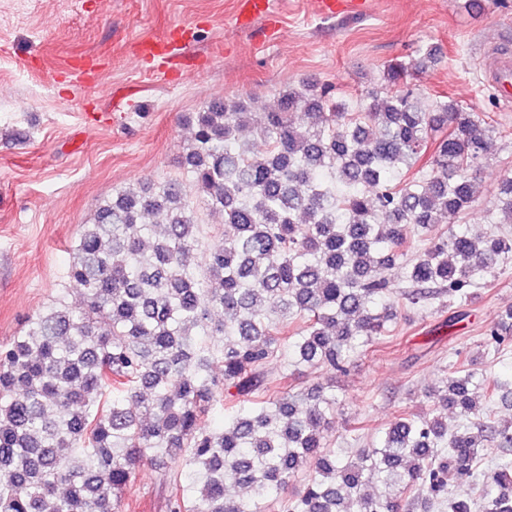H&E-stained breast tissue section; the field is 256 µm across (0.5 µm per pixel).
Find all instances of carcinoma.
I'll list each match as a JSON object with an SVG mask.
<instances>
[{"mask_svg":"<svg viewBox=\"0 0 512 512\" xmlns=\"http://www.w3.org/2000/svg\"><path fill=\"white\" fill-rule=\"evenodd\" d=\"M438 56L429 46L388 64L364 100L313 84L258 114L214 100L184 117L189 186L129 187L99 205L69 268L82 304L55 300L0 346V512H126L145 465L164 471L167 512H472L448 486L474 482L488 439L503 456L476 487L481 512H512V426L472 397L509 398L512 374L448 373L426 390L428 412L396 418L347 459L323 441L336 385L288 390L313 368L346 371L420 304L466 313L512 258V171L488 209L496 228L475 237L459 224L494 126L405 86ZM201 209L223 218L210 236ZM412 238L423 248L408 258ZM511 342L512 308L482 347ZM447 409L462 420L452 432ZM213 413L222 428L201 430ZM373 483L399 496L365 493ZM229 484L252 498L227 497Z\"/></svg>","mask_w":512,"mask_h":512,"instance_id":"obj_1","label":"carcinoma"}]
</instances>
